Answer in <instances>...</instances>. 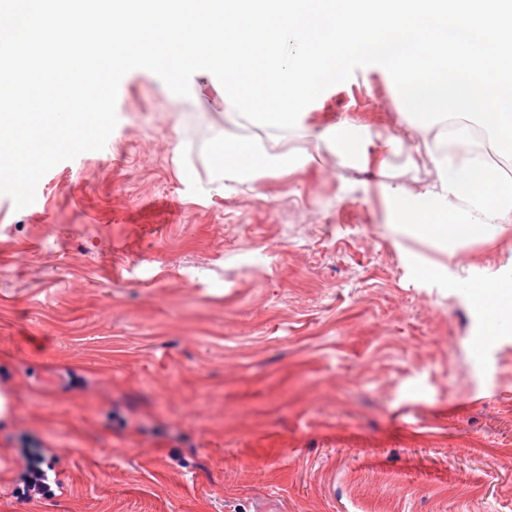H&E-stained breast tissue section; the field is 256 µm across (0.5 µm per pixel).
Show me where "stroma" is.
<instances>
[{
	"label": "stroma",
	"mask_w": 512,
	"mask_h": 512,
	"mask_svg": "<svg viewBox=\"0 0 512 512\" xmlns=\"http://www.w3.org/2000/svg\"><path fill=\"white\" fill-rule=\"evenodd\" d=\"M392 84L358 68L304 119L368 129L363 169L136 69L103 150L0 194V512H512V335L475 357L471 299L416 271L512 266V227L451 256L389 226L381 185L435 176L382 159ZM225 140L307 164L218 191ZM23 435L52 498L17 496Z\"/></svg>",
	"instance_id": "1"
}]
</instances>
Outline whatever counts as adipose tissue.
<instances>
[{
    "mask_svg": "<svg viewBox=\"0 0 512 512\" xmlns=\"http://www.w3.org/2000/svg\"><path fill=\"white\" fill-rule=\"evenodd\" d=\"M217 180L232 179L239 173L257 175L269 170L266 154L247 141L225 142L214 152ZM455 286L468 295L481 313L482 334L491 340L512 334V268L487 273L479 277H457Z\"/></svg>",
    "mask_w": 512,
    "mask_h": 512,
    "instance_id": "obj_1",
    "label": "adipose tissue"
}]
</instances>
